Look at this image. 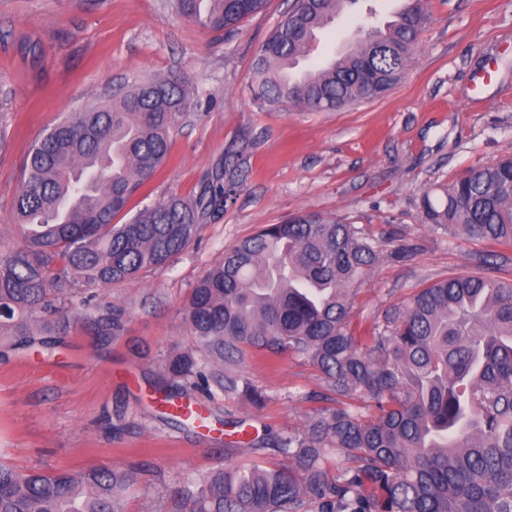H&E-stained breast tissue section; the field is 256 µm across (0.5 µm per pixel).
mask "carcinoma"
Returning a JSON list of instances; mask_svg holds the SVG:
<instances>
[{"mask_svg":"<svg viewBox=\"0 0 512 512\" xmlns=\"http://www.w3.org/2000/svg\"><path fill=\"white\" fill-rule=\"evenodd\" d=\"M267 0H174L211 32L238 27ZM358 0H293L252 62L260 105L334 111L373 99L400 78L430 20L428 0H403L352 50L291 73L336 14ZM191 107L176 77L135 81L106 103L73 112L30 149L14 222L22 245L0 252V355L67 324L43 320L49 296L72 303L83 281L108 287L164 265L234 188L224 170L191 196L171 195L115 218L168 160L172 133ZM422 220L458 237L512 249V157L473 167L422 197ZM379 261L353 224L296 214L225 249L193 288L186 319L198 347L232 364L253 351L310 361L339 407L280 434L279 466L213 470L178 493L186 512H512V286L484 273L419 289L382 319L354 323L355 287ZM88 321L107 343L126 310L97 307ZM44 335H34L37 327ZM183 390L210 391L213 375L189 352L169 356ZM224 394L262 395L224 374ZM373 410L359 417L345 401ZM348 466L333 472L329 454ZM131 475L88 467L46 473L0 463V512H125Z\"/></svg>","mask_w":512,"mask_h":512,"instance_id":"carcinoma-1","label":"carcinoma"}]
</instances>
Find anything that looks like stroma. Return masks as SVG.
I'll list each match as a JSON object with an SVG mask.
<instances>
[{"instance_id":"obj_1","label":"stroma","mask_w":512,"mask_h":512,"mask_svg":"<svg viewBox=\"0 0 512 512\" xmlns=\"http://www.w3.org/2000/svg\"><path fill=\"white\" fill-rule=\"evenodd\" d=\"M292 0L216 37L171 0H0V248L20 245L13 220L30 147L70 112L157 75L190 83V112L168 163L129 207L195 194L217 165L236 192L167 264L108 287L86 286L52 348L0 357V461L20 470L132 471L126 512H173L185 483L215 469L282 458L276 435L336 405L317 369L288 354L246 353L233 370L265 400L219 386L190 398L207 428L165 418L157 390L164 359L196 340L184 304L224 251L295 213L356 225L380 262L358 287L352 319L371 322L419 288L477 272L487 243L422 221L421 199L467 169L512 156V0H430L411 64L382 97L333 112L259 108L250 97L255 51ZM349 9L301 61L309 69L355 40ZM126 308L124 335L103 345L88 306ZM243 424L253 447L235 446Z\"/></svg>"}]
</instances>
